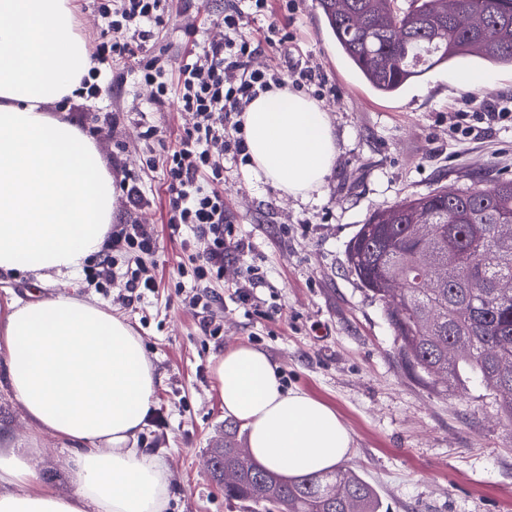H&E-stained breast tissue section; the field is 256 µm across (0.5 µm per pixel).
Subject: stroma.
Segmentation results:
<instances>
[{"label":"stroma","instance_id":"35a3bbf8","mask_svg":"<svg viewBox=\"0 0 512 512\" xmlns=\"http://www.w3.org/2000/svg\"><path fill=\"white\" fill-rule=\"evenodd\" d=\"M226 0H175L157 46L169 70L185 61L192 43L223 36ZM288 42L264 48L253 68L286 74L309 66L332 85L321 103L329 112L340 155L324 193L302 204L281 197L269 183L250 178L242 157L225 155L219 189L233 215L232 232L251 246L249 261L265 280L257 288L266 317L252 314L235 284L211 281L218 300L216 335L201 330L189 303L195 282L180 267L206 242L171 235L168 196L161 171L147 160L159 145L174 144L194 121L176 99L154 105V88L141 81L138 60L103 65L96 94L49 105L92 138L115 190L112 221L144 224L156 249L143 257L144 276L155 290L128 291L124 264L102 287L78 274L73 287L127 319L141 336L159 382L155 406L140 444L163 458L171 474L169 512H245L226 499L207 468L209 448L223 439L230 418L214 386L212 364L226 347L247 342L279 365L287 388L330 405L354 437L344 466L377 489L385 512H512V430L499 417L490 389L441 397L404 370L379 302L351 272L346 250L361 224L397 201L436 188L463 190L479 176L512 177V120L465 139L454 127L462 112L499 107L512 113V68L462 63L436 68L394 97L370 91L341 55L319 15L316 0H296L291 11L245 16L240 32L257 35L270 22ZM491 71L488 86L459 90L469 73ZM154 127L156 140L142 136ZM147 199L133 206L128 187ZM41 469L60 493L71 485L63 471L70 451L48 435Z\"/></svg>","mask_w":512,"mask_h":512}]
</instances>
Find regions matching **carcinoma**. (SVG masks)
Segmentation results:
<instances>
[{
  "mask_svg": "<svg viewBox=\"0 0 512 512\" xmlns=\"http://www.w3.org/2000/svg\"><path fill=\"white\" fill-rule=\"evenodd\" d=\"M343 54L376 93L390 96L436 67L460 60L512 66V0H458L455 17L434 0H316ZM478 10L483 30L462 19ZM512 179L406 197L360 225L349 267L377 299L407 373L441 396L468 384L492 390L512 425ZM211 476L237 479L224 495L262 512H381L374 486L336 469L282 479L236 453L235 434L211 449Z\"/></svg>",
  "mask_w": 512,
  "mask_h": 512,
  "instance_id": "carcinoma-1",
  "label": "carcinoma"
}]
</instances>
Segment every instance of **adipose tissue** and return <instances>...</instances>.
I'll use <instances>...</instances> for the list:
<instances>
[{
	"label": "adipose tissue",
	"mask_w": 512,
	"mask_h": 512,
	"mask_svg": "<svg viewBox=\"0 0 512 512\" xmlns=\"http://www.w3.org/2000/svg\"><path fill=\"white\" fill-rule=\"evenodd\" d=\"M92 67L72 0H0V275L68 284L103 248L114 189L94 143L46 107L86 93ZM249 173L293 200L322 193L340 153L329 112L280 86L241 116ZM0 369L28 423L70 448L62 496L34 448H0V512H167L170 482L140 445L157 386L141 337L123 317L68 294L0 307ZM224 413L253 457L284 476L333 470L353 436L330 405L286 388L261 349L216 358Z\"/></svg>",
	"instance_id": "ef3b65f1"
}]
</instances>
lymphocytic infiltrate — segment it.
I'll return each mask as SVG.
<instances>
[{"label": "lymphocytic infiltrate", "mask_w": 512, "mask_h": 512, "mask_svg": "<svg viewBox=\"0 0 512 512\" xmlns=\"http://www.w3.org/2000/svg\"><path fill=\"white\" fill-rule=\"evenodd\" d=\"M171 0H119L117 8L101 4L112 31L110 40L97 46L99 57L139 55V75L153 85L155 105L177 97L183 111L196 121L184 131L177 148H161L151 155L148 168L160 169L169 198L168 227L171 233L189 232L206 236L209 245L191 271L194 278L223 275L231 263L245 259L248 244L229 233L231 214L224 207V196L216 188L224 180L226 153L244 151L242 138L224 133V121L240 115L260 93L282 85L275 75L252 69L250 59L264 46L287 42L288 37L274 24L259 36L247 39L240 34L244 15L262 16L269 12V0H246L245 6L230 5L224 12V37L194 46L190 61L179 66L175 79L166 77V59L157 52L155 37L164 28ZM126 245L133 266L127 288L152 289L156 282L142 277L138 264L142 255L153 252L155 237L143 224H119L112 230L101 252L94 277L110 280L113 250Z\"/></svg>", "instance_id": "1"}]
</instances>
